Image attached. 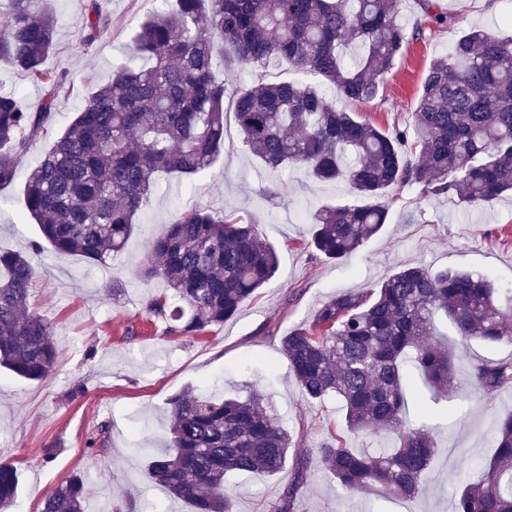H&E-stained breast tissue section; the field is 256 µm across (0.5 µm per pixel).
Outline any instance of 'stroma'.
<instances>
[{
    "label": "stroma",
    "instance_id": "1",
    "mask_svg": "<svg viewBox=\"0 0 512 512\" xmlns=\"http://www.w3.org/2000/svg\"><path fill=\"white\" fill-rule=\"evenodd\" d=\"M434 2L455 18L456 30L426 28L424 36L411 39L372 102H350L327 89L337 107L391 128L410 120L431 62L447 53L456 31L476 26L512 35L507 20L512 0ZM87 4L50 0L57 43L46 65L64 73L66 82L55 94L47 134L32 141L15 181L0 188V250L29 253L37 270L30 307L51 324L58 348L56 365L42 380L0 370V463L20 471L21 512H41L46 494L75 476L84 479L85 512L116 507L192 512L189 503L167 499L144 475L146 449L161 448L168 433V400L187 387L204 388L218 399L242 396L250 385L264 394L268 411L297 444L289 449L282 473L261 480L228 477L236 512H272L304 460L307 477L291 512H454L459 475L477 471L492 457L495 422L512 412V388L471 391L472 367L512 356V344L489 350L472 341L463 349L454 385L470 390L471 402L438 431L424 492L397 501L376 491L341 498L335 481L311 460L313 449L331 432L350 448L375 447L381 438L348 434L336 400H307L281 339L308 322L329 297L365 290L407 264L485 273L512 288V193L465 209L448 195L423 200L417 187H403L387 196L388 222L376 236L355 255L328 260L309 246L307 216L325 203H355V195L347 184L318 182L302 169L269 171L245 146L228 99L224 147L216 163L192 183L173 180L163 186L140 215L125 251L108 265L33 252L30 243L39 229L26 209V175L82 106L90 86L105 83L113 65L127 60L132 35L157 0H101L111 23L89 48L80 42L89 20ZM192 206L234 212L260 224L280 266L234 318L196 336H179L170 334L163 320L147 317L144 303L161 284L141 280L137 271L149 259L147 240L163 232L175 209ZM102 426L105 441L96 454H88L86 442Z\"/></svg>",
    "mask_w": 512,
    "mask_h": 512
}]
</instances>
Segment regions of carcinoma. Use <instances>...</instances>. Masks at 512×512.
Returning a JSON list of instances; mask_svg holds the SVG:
<instances>
[{
	"label": "carcinoma",
	"mask_w": 512,
	"mask_h": 512,
	"mask_svg": "<svg viewBox=\"0 0 512 512\" xmlns=\"http://www.w3.org/2000/svg\"><path fill=\"white\" fill-rule=\"evenodd\" d=\"M398 0H167L146 15L130 45L131 62L93 88L25 183L27 211L38 224L35 251L76 255L107 265L138 227L160 176L191 180L224 146V98L252 154L272 171L294 167L320 182H343L360 205L326 204L310 214V246L328 259L354 255L387 222V193L419 188L420 199L451 194L467 208L512 191V36L470 28L429 67L409 125L384 131L336 108L319 85L269 83L262 69L285 62L315 73L347 100L369 103L408 41ZM109 24L90 0L82 32L95 44ZM0 62L46 90L26 111L0 90V187L14 182L32 140L53 120L55 91L66 77L45 68L56 46V19L44 0H8L0 14ZM252 70L228 92L214 70V48ZM139 270L162 291L145 312L188 335L222 324L276 274L275 248L256 224L233 212L175 211L150 244ZM35 269L18 251H0V367L40 380L55 363L49 323L28 305ZM444 317L464 340L489 349L512 343V288L484 274L404 266L375 288L340 293L282 340L302 394L335 398L352 434L381 433L391 446L354 450L330 436L316 459L342 493L379 485L410 499L426 484L436 442L430 421L454 388L455 356L433 339ZM478 389L512 386V359L474 367ZM167 446L151 454L148 478L194 512H233L230 473H280L294 447L290 432L246 398L214 399L188 387L173 395ZM495 453L474 480L459 481L456 512H512V415L497 422ZM306 475L284 488L277 512H290ZM18 468L0 464V512L15 503ZM82 481L56 487L42 512H83Z\"/></svg>",
	"instance_id": "cac0c4a2"
}]
</instances>
